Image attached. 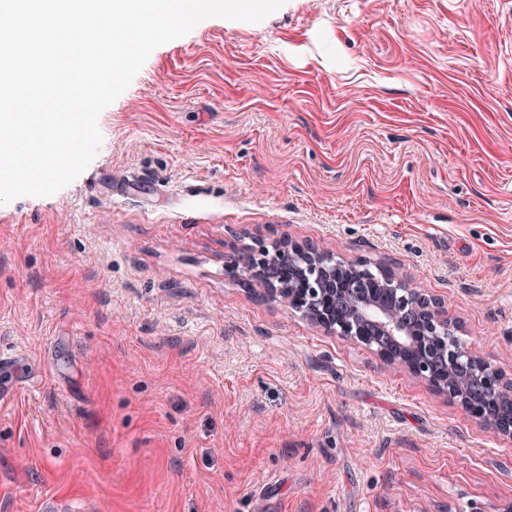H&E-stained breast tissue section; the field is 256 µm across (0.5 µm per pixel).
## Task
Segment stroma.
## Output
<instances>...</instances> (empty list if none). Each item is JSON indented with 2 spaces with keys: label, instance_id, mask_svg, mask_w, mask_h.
Returning <instances> with one entry per match:
<instances>
[{
  "label": "stroma",
  "instance_id": "stroma-1",
  "mask_svg": "<svg viewBox=\"0 0 512 512\" xmlns=\"http://www.w3.org/2000/svg\"><path fill=\"white\" fill-rule=\"evenodd\" d=\"M90 165L0 205V512H501L512 440L224 265H399L512 374V0H286L155 49ZM19 354L10 356L0 355V375L2 369L3 382L0 388V402L14 397L19 392V378L26 366Z\"/></svg>",
  "mask_w": 512,
  "mask_h": 512
}]
</instances>
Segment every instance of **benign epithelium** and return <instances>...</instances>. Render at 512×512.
I'll return each mask as SVG.
<instances>
[{"label":"benign epithelium","instance_id":"7a95c632","mask_svg":"<svg viewBox=\"0 0 512 512\" xmlns=\"http://www.w3.org/2000/svg\"><path fill=\"white\" fill-rule=\"evenodd\" d=\"M288 259L298 283L283 287L266 269ZM328 252L292 239L258 240L225 264L243 269L263 300L301 313L312 326L371 351L386 367L399 369L451 401L467 417L497 436L512 440V377L471 349L454 347L457 323L436 297L380 262L382 283L361 288L350 283L355 266L338 259L325 268Z\"/></svg>","mask_w":512,"mask_h":512}]
</instances>
